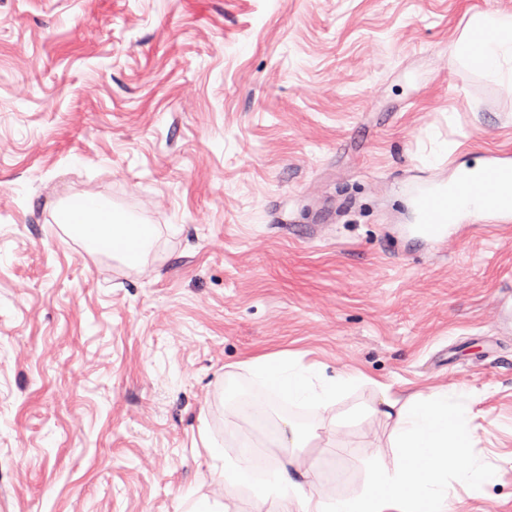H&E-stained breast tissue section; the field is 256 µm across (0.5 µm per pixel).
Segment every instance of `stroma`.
Listing matches in <instances>:
<instances>
[{
  "mask_svg": "<svg viewBox=\"0 0 512 512\" xmlns=\"http://www.w3.org/2000/svg\"><path fill=\"white\" fill-rule=\"evenodd\" d=\"M512 0H0V512H181L230 447L226 365L282 352L366 383L271 421L393 467L384 393L464 387L454 512H512V230L440 240L407 205L512 152V85L462 65ZM155 225L129 268L56 222ZM492 467L491 484L460 474Z\"/></svg>",
  "mask_w": 512,
  "mask_h": 512,
  "instance_id": "35a3bbf8",
  "label": "stroma"
}]
</instances>
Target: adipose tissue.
<instances>
[{
  "label": "adipose tissue",
  "mask_w": 512,
  "mask_h": 512,
  "mask_svg": "<svg viewBox=\"0 0 512 512\" xmlns=\"http://www.w3.org/2000/svg\"><path fill=\"white\" fill-rule=\"evenodd\" d=\"M454 48L460 62L512 83V17L474 15ZM56 221L90 242L111 238L113 256L130 267L142 263L156 240L154 225L138 223L101 201L73 217L59 212ZM234 368L273 396L318 413L330 409L337 394L363 379L359 373L328 377L320 367L301 365L280 353L245 359ZM382 403L393 422L394 467L372 465L360 491L334 497L325 496L322 487L329 478L344 482L345 470L327 458L309 461L299 453L317 439V431L304 433L289 422L268 426L263 403L241 402L233 417L261 430L264 443L259 446L246 439L230 454L220 448L207 423H200L199 436L210 463L198 479L199 492L189 512H230V504L210 495L213 486L247 489L253 499L251 512H448V459L469 455L474 444L463 393L446 389L431 397L415 393L404 399L388 394Z\"/></svg>",
  "instance_id": "ef3b65f1"
}]
</instances>
